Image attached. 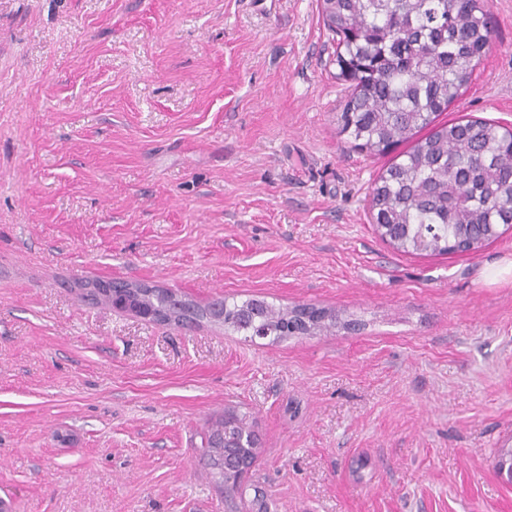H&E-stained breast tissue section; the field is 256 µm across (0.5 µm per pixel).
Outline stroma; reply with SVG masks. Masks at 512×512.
Listing matches in <instances>:
<instances>
[{"label": "stroma", "instance_id": "35a3bbf8", "mask_svg": "<svg viewBox=\"0 0 512 512\" xmlns=\"http://www.w3.org/2000/svg\"><path fill=\"white\" fill-rule=\"evenodd\" d=\"M444 122L512 125V0ZM319 0H0V499L12 512H512V230L410 255L375 231L400 156L337 131ZM359 322L164 326L86 279ZM259 455L234 493L201 436ZM223 425L224 431V447L231 448L230 452L241 458L252 457L255 454L253 453V448H246L245 442V434L242 433L241 436L237 435L232 439L235 441L234 444L229 443L230 433L232 430L236 429L238 425L237 418L232 415H226L224 420L221 419L219 422H216L215 425H212L207 430H205L202 434V448H205V453L208 457V462L210 467L215 471L214 474L218 476V480L220 484L224 486V489L227 492H235L237 490L238 484L233 480L229 481L224 475V464L225 469L227 470V463L235 461L234 457L229 453V451L223 448V453L221 454H213L212 446L215 444L216 438H218L217 442H221L220 435V427Z\"/></svg>", "mask_w": 512, "mask_h": 512}]
</instances>
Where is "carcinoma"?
<instances>
[{"instance_id": "1", "label": "carcinoma", "mask_w": 512, "mask_h": 512, "mask_svg": "<svg viewBox=\"0 0 512 512\" xmlns=\"http://www.w3.org/2000/svg\"><path fill=\"white\" fill-rule=\"evenodd\" d=\"M489 0H321L337 37L336 79L350 94L339 133L373 156L412 143L369 189L381 239L411 254H450L461 237L481 248L512 228V128L482 119L441 123L490 46ZM427 131L418 137L421 131ZM224 324L282 338L296 310L263 300L223 303ZM219 421L202 434L210 467L228 492Z\"/></svg>"}]
</instances>
